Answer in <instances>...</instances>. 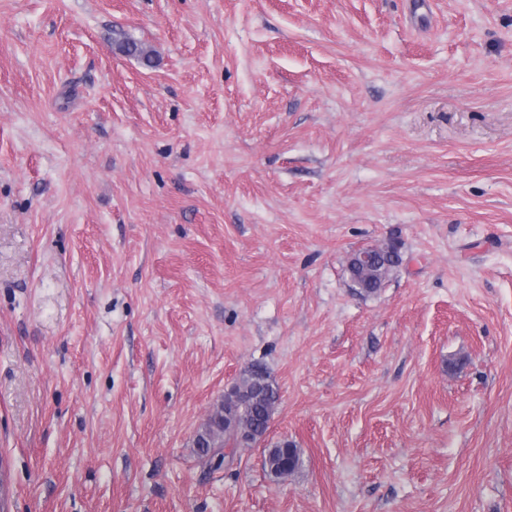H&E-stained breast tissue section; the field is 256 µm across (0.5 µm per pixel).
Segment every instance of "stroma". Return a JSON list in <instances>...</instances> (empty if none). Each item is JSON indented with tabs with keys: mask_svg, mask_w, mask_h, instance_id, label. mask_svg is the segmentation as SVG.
Instances as JSON below:
<instances>
[{
	"mask_svg": "<svg viewBox=\"0 0 512 512\" xmlns=\"http://www.w3.org/2000/svg\"><path fill=\"white\" fill-rule=\"evenodd\" d=\"M256 362L264 441L203 461ZM0 476V512H512V0H0ZM231 394L224 395V400L217 404L196 441L197 454L207 457L216 448L221 450L236 439L224 433V422H245L256 432L254 443L262 440L269 429L273 410L279 402V392L271 374L260 363L252 364L244 371L239 382L233 386ZM234 448V450L236 449Z\"/></svg>",
	"mask_w": 512,
	"mask_h": 512,
	"instance_id": "obj_1",
	"label": "stroma"
}]
</instances>
